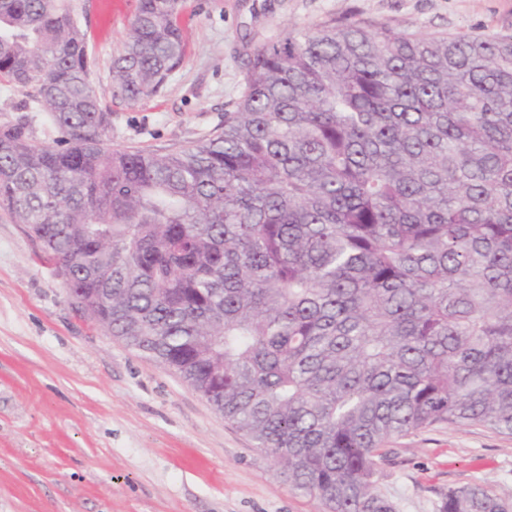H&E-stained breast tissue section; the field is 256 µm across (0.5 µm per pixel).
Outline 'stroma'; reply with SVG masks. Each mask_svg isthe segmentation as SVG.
Returning <instances> with one entry per match:
<instances>
[{
	"label": "stroma",
	"mask_w": 512,
	"mask_h": 512,
	"mask_svg": "<svg viewBox=\"0 0 512 512\" xmlns=\"http://www.w3.org/2000/svg\"><path fill=\"white\" fill-rule=\"evenodd\" d=\"M115 149L174 152L224 123L253 48L336 18L416 34L512 33V0H181L179 69L161 94L113 98L124 14L75 0ZM378 481L400 512L453 484L512 498V436L436 426L385 445ZM0 512H325L176 374L82 316L39 243L0 211Z\"/></svg>",
	"instance_id": "obj_1"
}]
</instances>
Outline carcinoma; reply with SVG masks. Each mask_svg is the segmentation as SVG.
<instances>
[{
  "mask_svg": "<svg viewBox=\"0 0 512 512\" xmlns=\"http://www.w3.org/2000/svg\"><path fill=\"white\" fill-rule=\"evenodd\" d=\"M180 0H141L112 96L160 94ZM74 0H0V210L76 308L176 373L326 512H397L381 448L512 435V34L331 19L256 47L224 126L112 149ZM437 512H512L482 483ZM25 90L15 87L6 77L0 76V128L18 120L22 115L32 119L37 143L52 144L60 134L49 123L45 122L43 112H18L17 108L28 101Z\"/></svg>",
  "mask_w": 512,
  "mask_h": 512,
  "instance_id": "cac0c4a2",
  "label": "carcinoma"
}]
</instances>
